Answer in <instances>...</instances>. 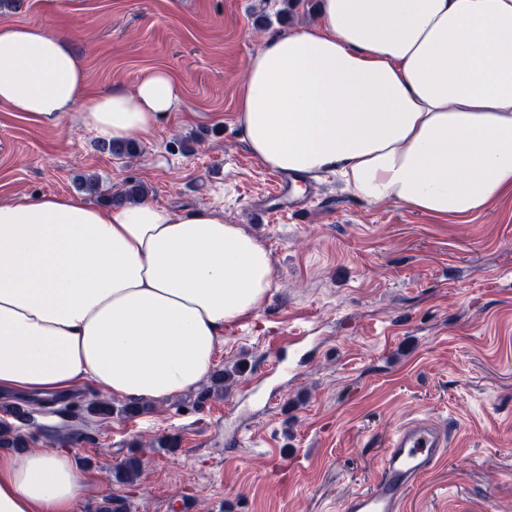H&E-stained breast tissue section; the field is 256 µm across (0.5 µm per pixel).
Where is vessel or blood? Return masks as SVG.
<instances>
[{"label":"vessel or blood","instance_id":"obj_1","mask_svg":"<svg viewBox=\"0 0 512 512\" xmlns=\"http://www.w3.org/2000/svg\"><path fill=\"white\" fill-rule=\"evenodd\" d=\"M451 430L427 420L405 423L391 434L372 486L350 495L341 512H401L405 494L445 456Z\"/></svg>","mask_w":512,"mask_h":512}]
</instances>
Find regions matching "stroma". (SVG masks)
Masks as SVG:
<instances>
[{"instance_id":"35a3bbf8","label":"stroma","mask_w":512,"mask_h":512,"mask_svg":"<svg viewBox=\"0 0 512 512\" xmlns=\"http://www.w3.org/2000/svg\"><path fill=\"white\" fill-rule=\"evenodd\" d=\"M319 0H21L0 23L46 25L83 56L97 90L168 71L178 105L134 157L102 151L74 119L52 128L0 106V201L78 193L92 170L140 182L171 207L220 208L267 247L273 283L255 313L225 324L213 371L239 365L224 393L189 391L134 418L90 422L66 443L100 473L79 512H340L377 477L390 434L414 418L454 422L448 454L403 512H512V189L479 212L441 218L356 196L316 175L303 215L254 222L275 172L235 121L244 65L261 38L315 24ZM87 385L34 413L29 444L101 397ZM177 447L162 448V439ZM136 456L139 479L118 482Z\"/></svg>"}]
</instances>
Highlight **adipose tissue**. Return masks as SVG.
Returning a JSON list of instances; mask_svg holds the SVG:
<instances>
[{
  "label": "adipose tissue",
  "mask_w": 512,
  "mask_h": 512,
  "mask_svg": "<svg viewBox=\"0 0 512 512\" xmlns=\"http://www.w3.org/2000/svg\"><path fill=\"white\" fill-rule=\"evenodd\" d=\"M245 72L236 124L268 170L333 173L369 202L443 218L512 188V0H320L315 25L266 39ZM177 101L163 69L92 91L66 37L0 24V105L22 122L70 116L120 141ZM272 274L264 243L218 210L2 202L0 395L194 389ZM86 480L64 449L0 453V512H78Z\"/></svg>",
  "instance_id": "adipose-tissue-1"
}]
</instances>
